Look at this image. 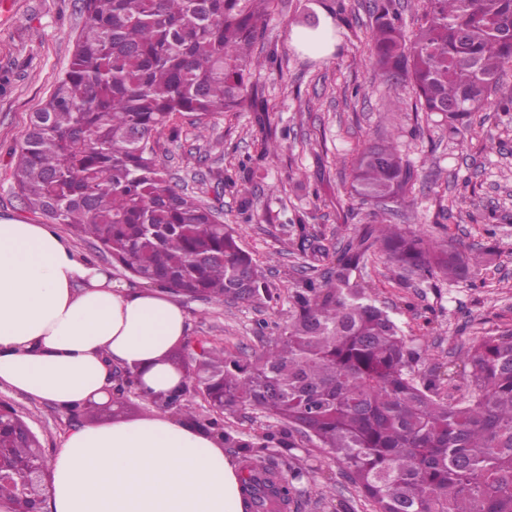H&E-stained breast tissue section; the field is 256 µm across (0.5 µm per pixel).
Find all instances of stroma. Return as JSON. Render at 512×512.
<instances>
[{"mask_svg":"<svg viewBox=\"0 0 512 512\" xmlns=\"http://www.w3.org/2000/svg\"><path fill=\"white\" fill-rule=\"evenodd\" d=\"M386 0H279L254 54L262 67L248 81L263 111L210 116L205 135L189 119L181 133L155 141L170 178L210 205L238 235L270 290L250 302L180 298L188 315L187 346L224 348L251 359L270 348L290 314V297L305 279L322 277L350 237L366 226L397 224L461 252L486 247L488 262L452 280L403 275L380 255L369 256L357 276L415 347L418 369L440 377L441 392L462 397L464 352L473 341L512 328V67L506 68L489 104L461 130L420 109L404 81H388L370 61L373 16ZM83 24L78 0H0V218L27 220L17 196L13 153L31 112L47 99L66 70ZM328 28L330 50L317 56L292 39L297 29ZM275 134L281 145L266 155L261 142ZM394 137L410 162L414 184L390 210L350 191V167L369 143ZM251 208H243V199ZM317 236L320 251L302 249L299 224ZM76 254L109 269L128 289L142 281L125 276L88 239L56 225ZM0 402L14 407L52 457L65 433L83 424L78 413L0 388ZM281 423L249 406L225 413L224 429L237 446L225 455L240 460V443L262 447L281 469H302L290 512H373L335 455L302 434L293 446L269 442Z\"/></svg>","mask_w":512,"mask_h":512,"instance_id":"stroma-1","label":"stroma"}]
</instances>
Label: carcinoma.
Masks as SVG:
<instances>
[{
	"label": "carcinoma",
	"mask_w": 512,
	"mask_h": 512,
	"mask_svg": "<svg viewBox=\"0 0 512 512\" xmlns=\"http://www.w3.org/2000/svg\"><path fill=\"white\" fill-rule=\"evenodd\" d=\"M84 18L68 68L31 114L14 180L33 213L97 243L125 273L190 298L248 301L269 293L233 229L171 184L156 136L180 134L245 102L254 46L275 0H80ZM424 24L406 37L397 12L374 16L371 54L386 80L410 81L426 112L448 126L488 103L512 65V0H423ZM361 200L397 202L414 175L395 142L371 143L350 169ZM378 251L402 273L458 278L470 257L392 224L352 237L320 282L291 296L273 348L241 360L203 350L212 401L276 416L285 434L315 438L336 455L376 512H512V329L466 352L468 396L443 398L419 375V349L366 293L355 272ZM25 422L0 415V453L21 480ZM246 512H290L304 473L284 474L247 444ZM43 486H0L30 512Z\"/></svg>",
	"instance_id": "obj_1"
}]
</instances>
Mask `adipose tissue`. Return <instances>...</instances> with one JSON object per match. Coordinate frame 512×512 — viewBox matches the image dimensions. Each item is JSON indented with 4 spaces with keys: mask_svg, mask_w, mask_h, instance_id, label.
Instances as JSON below:
<instances>
[{
    "mask_svg": "<svg viewBox=\"0 0 512 512\" xmlns=\"http://www.w3.org/2000/svg\"><path fill=\"white\" fill-rule=\"evenodd\" d=\"M187 332L167 293L132 291L79 259L47 224L0 219V385L57 406L107 401L112 369L152 397L180 374ZM49 512H243L222 444L169 411L72 429L49 463Z\"/></svg>",
    "mask_w": 512,
    "mask_h": 512,
    "instance_id": "adipose-tissue-1",
    "label": "adipose tissue"
}]
</instances>
